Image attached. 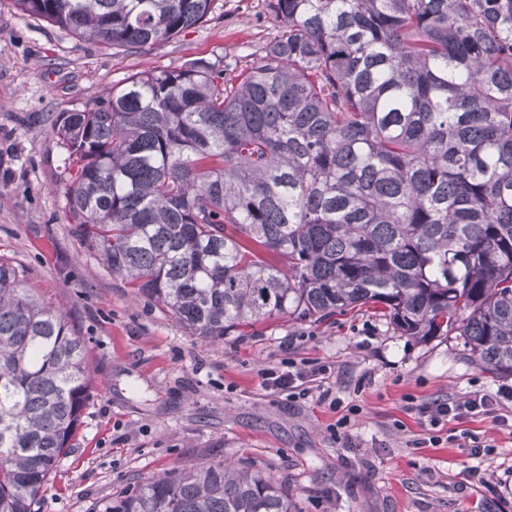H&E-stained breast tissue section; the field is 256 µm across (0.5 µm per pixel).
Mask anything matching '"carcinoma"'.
Returning a JSON list of instances; mask_svg holds the SVG:
<instances>
[{
  "instance_id": "obj_1",
  "label": "carcinoma",
  "mask_w": 512,
  "mask_h": 512,
  "mask_svg": "<svg viewBox=\"0 0 512 512\" xmlns=\"http://www.w3.org/2000/svg\"><path fill=\"white\" fill-rule=\"evenodd\" d=\"M14 2L129 52L215 0ZM266 6L278 32L248 64L139 72L63 116L85 243L208 341L365 306L512 376V0ZM90 388L83 338L0 257V512H34ZM107 512L290 508L272 478L210 464Z\"/></svg>"
}]
</instances>
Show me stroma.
Wrapping results in <instances>:
<instances>
[{
    "label": "stroma",
    "instance_id": "35a3bbf8",
    "mask_svg": "<svg viewBox=\"0 0 512 512\" xmlns=\"http://www.w3.org/2000/svg\"><path fill=\"white\" fill-rule=\"evenodd\" d=\"M276 32L264 0H216L207 24L118 53L0 0V256L66 313L92 378L34 512H106L136 485L210 464L272 477L291 512H512V377L488 373L463 337L406 336L363 307L208 343L113 275L71 218L64 114L137 72L244 59ZM290 363L330 365L337 407L263 390L261 372ZM475 394L492 413L434 426L422 414Z\"/></svg>",
    "mask_w": 512,
    "mask_h": 512
}]
</instances>
